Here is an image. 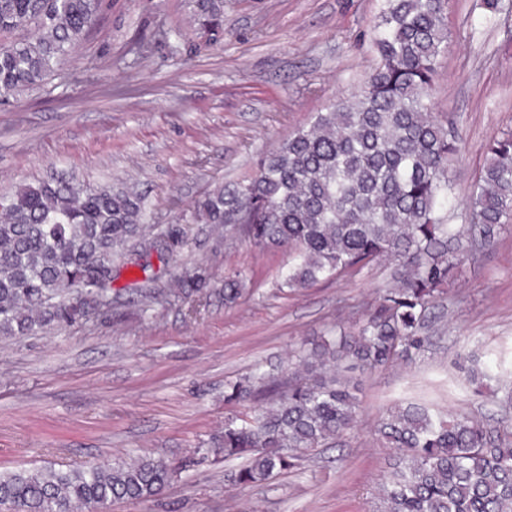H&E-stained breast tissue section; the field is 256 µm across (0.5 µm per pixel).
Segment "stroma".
<instances>
[{
	"label": "stroma",
	"instance_id": "stroma-1",
	"mask_svg": "<svg viewBox=\"0 0 512 512\" xmlns=\"http://www.w3.org/2000/svg\"><path fill=\"white\" fill-rule=\"evenodd\" d=\"M382 0H224V38L206 45L187 0H104L92 28L41 85L0 97V192L64 170L145 195L156 232L180 226L184 246L154 262L145 298L136 267L115 260L112 303L72 326L0 337V472L95 466L135 457L186 462L161 495L117 500L109 512H379L394 451L374 432L399 401L465 415L489 431L512 424V405L466 382L470 353L488 372L512 369V227L462 266L431 311L432 346L413 360L360 373L357 427L267 484L228 485L239 460L203 455L226 417L271 395L224 398L255 370L287 390L303 342L351 326L392 269L361 271L295 291L290 261L236 229L191 221L205 192L250 176L259 160L372 70L370 24ZM450 44L438 60L434 110L464 143L453 194L465 201L487 146L512 131V0H449ZM202 271L183 295L175 278ZM251 273L238 305L224 277Z\"/></svg>",
	"mask_w": 512,
	"mask_h": 512
}]
</instances>
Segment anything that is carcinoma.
I'll list each match as a JSON object with an SVG mask.
<instances>
[{
	"label": "carcinoma",
	"instance_id": "obj_1",
	"mask_svg": "<svg viewBox=\"0 0 512 512\" xmlns=\"http://www.w3.org/2000/svg\"><path fill=\"white\" fill-rule=\"evenodd\" d=\"M371 25L378 65L362 85L265 155L250 177L199 199L192 219L241 229L256 247L288 248L283 286L305 288L373 262L394 264L395 287L357 327L306 353L288 393L245 417L224 420L225 473L235 486L263 483L350 433L359 401L338 367L384 368L424 351L428 310L472 243L497 242L512 224V131L489 148L468 224H448L450 158L462 151L453 125L432 112L438 58L448 49L445 0H383ZM194 22L216 43L224 0H191ZM102 0H0V96L44 82L97 22ZM143 197L119 183L64 176L23 184L0 199V335L72 326L112 303L110 260L146 236ZM249 273L224 280V304ZM256 374L228 386L240 401L268 385ZM396 449L380 486L382 512H512V431L490 435L458 414L396 405L379 423ZM186 465L138 457L69 470L0 474L6 512H98L113 501L158 497Z\"/></svg>",
	"mask_w": 512,
	"mask_h": 512
}]
</instances>
